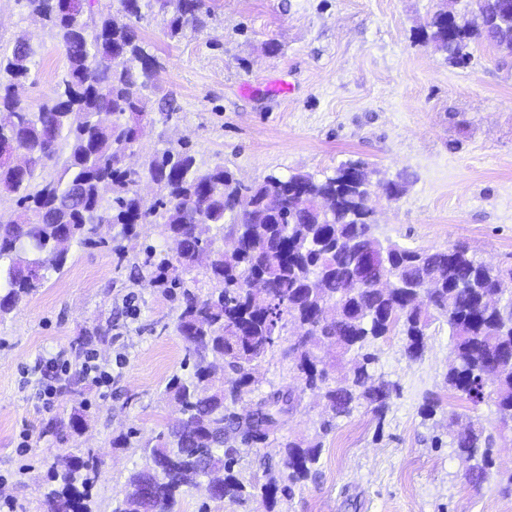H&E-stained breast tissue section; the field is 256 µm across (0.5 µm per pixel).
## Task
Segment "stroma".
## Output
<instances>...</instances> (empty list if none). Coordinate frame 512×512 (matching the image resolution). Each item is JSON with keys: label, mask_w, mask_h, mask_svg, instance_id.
<instances>
[{"label": "stroma", "mask_w": 512, "mask_h": 512, "mask_svg": "<svg viewBox=\"0 0 512 512\" xmlns=\"http://www.w3.org/2000/svg\"><path fill=\"white\" fill-rule=\"evenodd\" d=\"M204 2L206 26L175 38L157 0L142 6L136 27L160 68L135 160L185 145L200 168L224 164L246 184L271 174L322 178L360 160L373 182L400 186L397 197L371 198L379 239L431 249L463 243L481 262L512 266V57L474 44L469 66H449L417 39L440 0ZM21 36L33 55L18 92L34 112L64 75L65 54L25 0H0V47ZM277 79L292 91H267ZM148 245L170 250L161 225L140 226L121 261L106 249L71 248L63 272L0 320V512H44L55 456L86 451L103 460L91 489L95 512H112L128 474L145 464L143 446L177 419L165 387L192 371L174 330L182 297L150 285ZM107 324L109 338L99 341L95 329ZM402 344L397 331L375 344V376L397 387L384 419L362 406L320 435L325 406L306 390L265 442L227 436L240 451L236 473L259 484L287 439H320L315 479L273 512H512V495L500 490L512 474V429H500L492 404L449 391L445 320L427 329L421 358L408 359ZM79 346L95 353L109 382L85 378L77 393L42 395L45 362L58 356L78 367ZM255 377L238 414L270 388L298 385L278 348ZM428 396L440 401L430 416L422 413ZM77 405L88 422L83 435L49 431L53 416ZM471 421L496 438L494 465L478 488L451 445ZM120 434L127 447H113Z\"/></svg>", "instance_id": "stroma-1"}]
</instances>
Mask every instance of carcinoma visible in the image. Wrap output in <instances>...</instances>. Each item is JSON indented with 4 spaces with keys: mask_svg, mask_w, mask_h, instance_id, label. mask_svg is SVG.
<instances>
[{
    "mask_svg": "<svg viewBox=\"0 0 512 512\" xmlns=\"http://www.w3.org/2000/svg\"><path fill=\"white\" fill-rule=\"evenodd\" d=\"M30 15L56 31L67 69L38 111H29L13 94L15 80L30 72L32 50L14 44L0 53V193L16 197L18 209L0 218V318L17 308L54 274L62 272L69 251L56 252L53 241L65 236L79 248H105L124 257L119 240L140 224H159L180 243L174 259H155L147 249L144 266L153 283L182 289L175 332L194 358V372L174 377L167 395L182 408L178 423L143 448L145 466L131 472L124 496L112 512H178L181 496L207 485L209 498L236 502L254 496L234 472L237 449L224 447L228 431L246 442L265 440L278 416L300 405L295 390H270L255 404L251 421L232 412L254 385L252 364L279 346L288 323L303 325L284 355L304 388L319 390L329 419L346 418L360 405L383 416L395 386L376 381V341L398 329L404 352L418 359L433 313L447 318L452 361L448 390L474 404L486 400L498 421L512 418V292L510 304L490 307L486 291L512 281V269L489 266L455 245L422 249L382 243L374 234L364 205L365 167L347 162L324 178L296 173L271 175L244 189L246 201L225 193L234 175L217 163L205 170L186 148H167L128 174L120 154L146 114L158 67L132 24L115 23L101 13L93 29L79 21L92 0H25ZM116 12L141 18L142 0H116ZM203 0H160L169 15V35L200 28L209 12ZM435 11L421 41L446 53L448 65L471 61L467 48L485 43L512 56V0H468L463 21L448 33V16ZM61 171L41 179L37 171L58 160ZM141 180L162 184L149 209H139L135 187ZM111 224L110 239L96 225ZM236 235L245 244L231 259L217 241ZM198 270L213 285L206 298L185 287L184 275ZM429 281V307L412 304L407 286ZM224 360L234 374L230 389H216L210 364ZM340 381L330 382V373ZM52 430L85 428L82 407L68 419L50 421ZM457 456L469 464L465 476L481 484L493 466V436L471 424L452 439ZM321 442L288 440L282 445L281 475L259 488L270 509L280 497L316 475ZM71 467L51 470L44 493L45 512H92L89 487L99 474V459L88 451L74 456Z\"/></svg>",
    "mask_w": 512,
    "mask_h": 512,
    "instance_id": "carcinoma-1",
    "label": "carcinoma"
}]
</instances>
